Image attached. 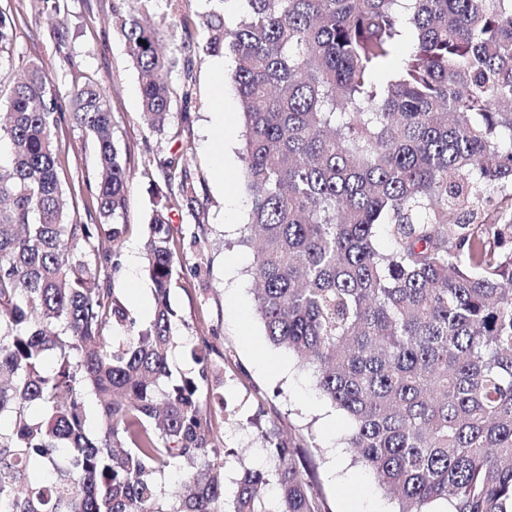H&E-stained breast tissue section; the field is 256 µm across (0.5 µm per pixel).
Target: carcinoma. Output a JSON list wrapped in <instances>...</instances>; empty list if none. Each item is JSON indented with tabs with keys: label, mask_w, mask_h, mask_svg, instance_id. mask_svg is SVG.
Instances as JSON below:
<instances>
[{
	"label": "carcinoma",
	"mask_w": 512,
	"mask_h": 512,
	"mask_svg": "<svg viewBox=\"0 0 512 512\" xmlns=\"http://www.w3.org/2000/svg\"><path fill=\"white\" fill-rule=\"evenodd\" d=\"M240 2L234 25L223 10L202 18L195 48L234 60L242 243L257 247L266 336L313 371L398 512H512V0ZM118 29L142 118L161 132L176 61L140 18L120 15ZM14 30L0 11V49ZM401 49L399 69L373 83ZM64 124L95 143L90 224L74 221L60 178ZM0 141V512H327L309 453L275 427L271 471L243 468L227 497L206 345L191 349L197 374L169 365L181 260L166 208L144 244L150 321L97 275L125 233L131 184L105 90L63 94L27 62ZM163 168L193 204L184 154ZM116 324L127 335H111ZM173 463L180 482L159 484Z\"/></svg>",
	"instance_id": "carcinoma-1"
}]
</instances>
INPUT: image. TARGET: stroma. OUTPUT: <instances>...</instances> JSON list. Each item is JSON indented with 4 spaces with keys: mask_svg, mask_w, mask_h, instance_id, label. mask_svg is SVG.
Instances as JSON below:
<instances>
[{
    "mask_svg": "<svg viewBox=\"0 0 512 512\" xmlns=\"http://www.w3.org/2000/svg\"><path fill=\"white\" fill-rule=\"evenodd\" d=\"M12 14L16 35L0 53V110L7 86L20 60L39 61L60 90L94 82L108 92L113 139L132 173L125 222L126 233L112 249L105 271L116 297L137 321L153 313L151 284L142 263H130L142 250L155 205L167 208L175 251L185 258L179 285L171 293L177 313L173 333L180 345L172 352L174 371L192 375L197 365L187 355L188 342H207L210 365L219 385L207 412L219 447L233 449L225 464V489L234 491L243 467H265L263 429L277 426L284 438L307 448L314 459L317 481L329 512H396V502L378 487L373 474L355 464L346 444L348 422L320 394L312 371L300 366L287 350L266 336L254 308L248 270L254 252L239 242L240 228L250 209L249 196L238 175L244 141L240 101L225 85L217 64L232 67L230 57L216 59L186 47L179 23L170 16L167 0H64L59 12L44 10L41 0H0ZM142 13L158 33L162 47L192 68L191 104L182 99V70L170 76L172 109L164 132L150 130L140 117L141 76L114 25L115 16ZM68 34L57 49L53 30ZM224 91L226 131L211 126L216 89ZM56 147L63 164L62 180L76 200L75 218L89 222L85 208L88 184L96 176L94 145L85 132L65 127ZM185 153L195 182L197 203L187 208L166 186L161 161ZM224 182H217V174ZM199 237L205 268L195 273L190 245Z\"/></svg>",
    "mask_w": 512,
    "mask_h": 512,
    "instance_id": "35a3bbf8",
    "label": "stroma"
}]
</instances>
